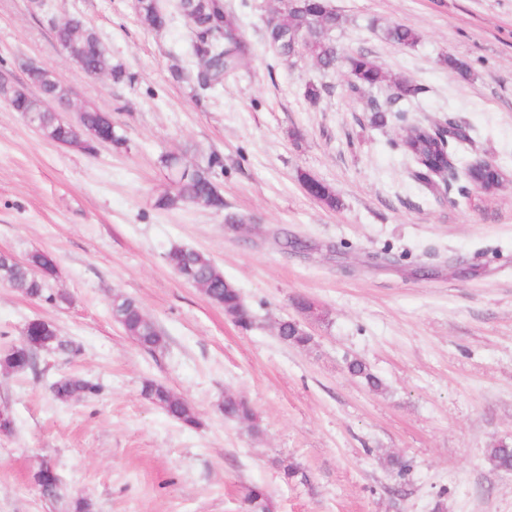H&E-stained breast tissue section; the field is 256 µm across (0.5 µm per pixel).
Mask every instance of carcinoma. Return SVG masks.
Listing matches in <instances>:
<instances>
[{"label":"carcinoma","mask_w":512,"mask_h":512,"mask_svg":"<svg viewBox=\"0 0 512 512\" xmlns=\"http://www.w3.org/2000/svg\"><path fill=\"white\" fill-rule=\"evenodd\" d=\"M179 8L188 18V28L192 37V53L201 64L197 73V85L209 89L224 82V76L232 74L249 52V46L240 30L237 19L224 8V0H179ZM139 17L145 24L161 29L168 23L167 15L162 11L159 0H138ZM323 20V27L310 28L306 20L311 16ZM339 25V15L330 0H298L292 4H279L276 23L266 27V39L276 52L284 57L296 54L300 37L308 50V55L324 70L330 71L341 65L348 71V87L352 95L359 96L365 91L378 88L387 81L386 72L366 54L358 52L342 56L328 34ZM57 43L67 55L88 70H97L109 76L113 82L122 83L129 79L122 65L112 62V55L97 34L87 28L78 17H70L62 26L54 29ZM385 37L400 47H411L418 41L416 31L406 25H394L385 31ZM49 71L26 74V93L15 98L10 104L13 111L24 119L44 125L51 138L59 142H68L73 136L69 121L59 112L44 109L43 99L56 91L50 82ZM419 93V88L407 80L396 82V92L386 104L374 99L367 102L366 111L370 112V123L385 126L392 121L404 120L405 109L402 102ZM78 121L93 130L94 137L77 145L87 154L95 152L97 144L112 142L123 145L124 138L112 127L111 116L95 107L86 106ZM467 139V134L458 126L420 125L407 127L405 136L397 147L411 157L416 169L413 177L428 185L434 175L448 168L450 155L448 144ZM161 164L166 170L184 169L174 192L166 193L156 201L160 209H173L182 204V199H193L195 205L214 213L224 212V196L215 184L216 171L223 169L221 157L215 155L205 166H190L183 156L166 153L161 156ZM469 178L488 190L490 183L486 164L475 160L469 167ZM303 184H312V197L330 209L339 206V199L326 184L305 175ZM167 265L178 276L192 285L205 286L204 295L208 300L224 308V313L242 328L253 323L252 310L242 304V298L236 285L224 278L212 260L203 252L184 247H172L164 254ZM55 274L53 259L44 252H34L23 262L14 264L0 263V281L6 283L22 295L44 300L48 303L65 301L62 295L47 292V283ZM110 311L119 315L117 324L124 333L140 346L153 349L164 343V336L156 324L145 314L136 298L123 293L115 294L110 300ZM280 339L293 346H307L311 337L300 334L298 327L291 321L283 324ZM35 346L26 341L12 344L0 350V371L20 373L28 369L33 362ZM349 373L361 379L371 390L380 391L384 384L367 365L352 359L348 363ZM98 392V386L86 379L67 376L51 385L55 399L69 401L83 398ZM145 399L160 408L169 418L184 426L199 424L194 408L184 399L176 396L165 385L152 380L143 383L141 389ZM224 418L243 423L254 433L259 432L255 413L249 404L233 393L224 394ZM492 465L502 471L512 470V443L497 441L487 449ZM41 495L50 500L59 499L60 480L57 472H50L37 464L33 474ZM245 512H271V500L266 490L260 486L249 488L244 498Z\"/></svg>","instance_id":"cac0c4a2"}]
</instances>
